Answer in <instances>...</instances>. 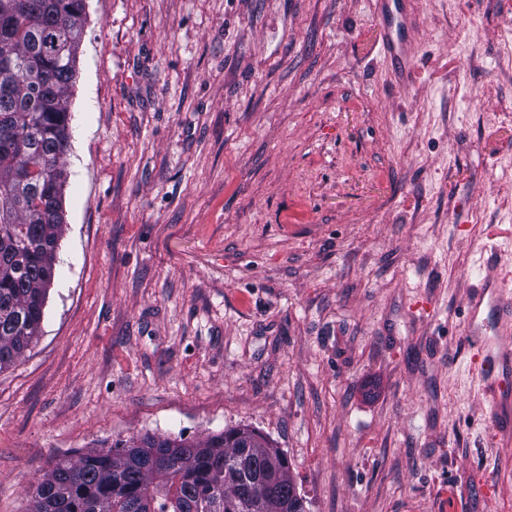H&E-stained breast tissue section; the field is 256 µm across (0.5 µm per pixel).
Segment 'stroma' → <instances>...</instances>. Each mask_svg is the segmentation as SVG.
Returning <instances> with one entry per match:
<instances>
[{"instance_id": "35a3bbf8", "label": "stroma", "mask_w": 512, "mask_h": 512, "mask_svg": "<svg viewBox=\"0 0 512 512\" xmlns=\"http://www.w3.org/2000/svg\"><path fill=\"white\" fill-rule=\"evenodd\" d=\"M86 0L42 333L0 372V512L55 459L248 425L306 512H512L469 368L512 268V0ZM395 2L397 12L396 32L388 33L385 46L395 62L396 69L400 75H407L409 71V63L414 53V43L405 37V28H413L416 22L414 13L405 10L406 0H393ZM401 31L403 34H401Z\"/></svg>"}]
</instances>
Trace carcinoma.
<instances>
[{
	"label": "carcinoma",
	"instance_id": "carcinoma-1",
	"mask_svg": "<svg viewBox=\"0 0 512 512\" xmlns=\"http://www.w3.org/2000/svg\"><path fill=\"white\" fill-rule=\"evenodd\" d=\"M84 23L85 0H0V372L41 333L64 231L68 90ZM31 157L42 166L25 183ZM244 454L273 463L259 506L237 470ZM188 490L197 512H305L285 453L244 427L196 441L146 433L60 458L29 512H183Z\"/></svg>",
	"mask_w": 512,
	"mask_h": 512
}]
</instances>
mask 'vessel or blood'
I'll return each instance as SVG.
<instances>
[{
	"label": "vessel or blood",
	"mask_w": 512,
	"mask_h": 512,
	"mask_svg": "<svg viewBox=\"0 0 512 512\" xmlns=\"http://www.w3.org/2000/svg\"><path fill=\"white\" fill-rule=\"evenodd\" d=\"M397 0L396 34L387 36L385 46L399 74H407L414 53L406 28L414 26V13ZM465 334L470 341V369L478 378L486 412L493 430L512 436V280L496 272L485 276L471 294Z\"/></svg>",
	"instance_id": "b4317fda"
}]
</instances>
